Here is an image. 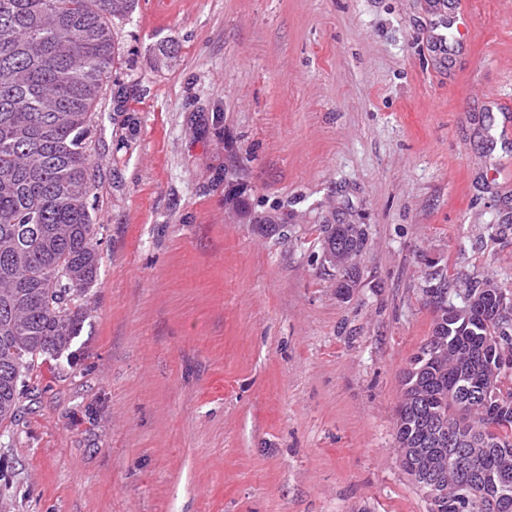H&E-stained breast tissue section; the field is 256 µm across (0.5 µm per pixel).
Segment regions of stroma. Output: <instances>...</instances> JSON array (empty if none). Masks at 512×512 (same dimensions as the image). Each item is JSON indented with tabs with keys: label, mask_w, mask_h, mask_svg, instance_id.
Instances as JSON below:
<instances>
[{
	"label": "stroma",
	"mask_w": 512,
	"mask_h": 512,
	"mask_svg": "<svg viewBox=\"0 0 512 512\" xmlns=\"http://www.w3.org/2000/svg\"><path fill=\"white\" fill-rule=\"evenodd\" d=\"M460 4L137 0L114 22L90 317L0 424V512H429L395 440L427 291H512V136L480 94L512 100V0H470L439 48ZM328 224L367 231L344 295Z\"/></svg>",
	"instance_id": "35a3bbf8"
}]
</instances>
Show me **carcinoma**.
Here are the masks:
<instances>
[{
    "label": "carcinoma",
    "instance_id": "obj_1",
    "mask_svg": "<svg viewBox=\"0 0 512 512\" xmlns=\"http://www.w3.org/2000/svg\"><path fill=\"white\" fill-rule=\"evenodd\" d=\"M135 0H0V423L14 421L25 374L80 336L100 268L94 220L97 106L115 65L112 21ZM324 247L360 248L359 224H331ZM504 292L476 280L464 316L433 328L441 360L409 364L395 439L412 443L444 422L436 449L448 476L467 477L469 512H496L488 487L512 471V323L487 305Z\"/></svg>",
    "mask_w": 512,
    "mask_h": 512
}]
</instances>
